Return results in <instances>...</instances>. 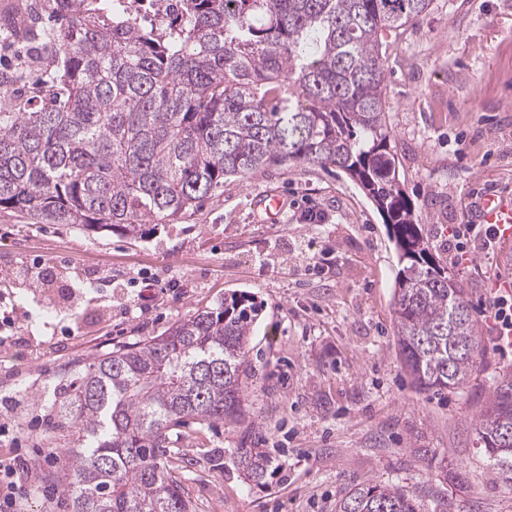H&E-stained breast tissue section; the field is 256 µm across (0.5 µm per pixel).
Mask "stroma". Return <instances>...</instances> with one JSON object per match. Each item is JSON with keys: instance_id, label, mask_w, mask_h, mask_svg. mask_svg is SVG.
Wrapping results in <instances>:
<instances>
[{"instance_id": "obj_1", "label": "stroma", "mask_w": 512, "mask_h": 512, "mask_svg": "<svg viewBox=\"0 0 512 512\" xmlns=\"http://www.w3.org/2000/svg\"><path fill=\"white\" fill-rule=\"evenodd\" d=\"M390 122L418 223L468 292L482 348L467 382L416 390L397 344L394 242L341 170L289 163L229 181L198 211L145 238L42 224L0 211V462L28 461L16 512H70L52 496L60 464L49 385H66L113 345L246 290L263 306L239 424L191 425L176 467L192 512H336L359 484H396L417 512H512V473L488 464L476 420L512 376L482 316L490 283L512 264L457 251L472 197L512 196V0H433L388 52ZM275 193L280 223L259 206ZM323 213L322 223L308 221ZM280 470L247 485L232 459L247 432Z\"/></svg>"}]
</instances>
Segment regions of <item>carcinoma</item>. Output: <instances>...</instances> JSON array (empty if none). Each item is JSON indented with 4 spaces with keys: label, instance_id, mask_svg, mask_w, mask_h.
<instances>
[{
    "label": "carcinoma",
    "instance_id": "1",
    "mask_svg": "<svg viewBox=\"0 0 512 512\" xmlns=\"http://www.w3.org/2000/svg\"><path fill=\"white\" fill-rule=\"evenodd\" d=\"M140 12L125 0H49L0 33L37 54L36 79L0 70V210L43 224L143 235L288 162L334 166L382 215L398 258V345L420 389L470 377L481 339L465 288L448 275L400 187L388 121L391 38L432 0H175ZM260 307L247 291L89 362L58 393L71 437L59 492L71 512H192L164 464L188 421L244 420L247 345ZM476 431L512 473V380L497 384ZM234 463L267 485L272 457L247 436ZM336 512H416L393 485L355 487Z\"/></svg>",
    "mask_w": 512,
    "mask_h": 512
}]
</instances>
